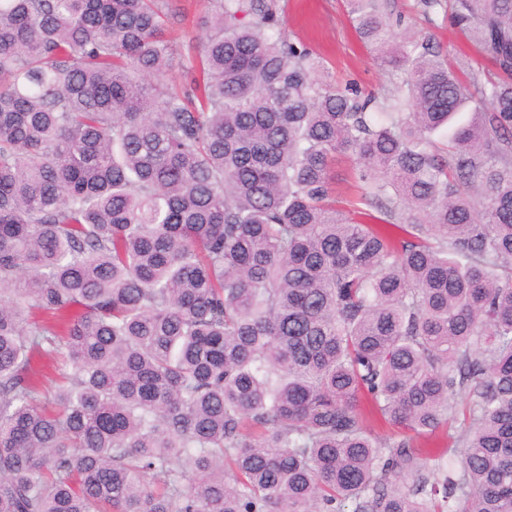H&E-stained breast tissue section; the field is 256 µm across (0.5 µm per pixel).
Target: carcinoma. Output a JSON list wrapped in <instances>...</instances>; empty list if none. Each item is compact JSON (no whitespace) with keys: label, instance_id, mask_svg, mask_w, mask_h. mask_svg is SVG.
I'll return each instance as SVG.
<instances>
[{"label":"carcinoma","instance_id":"1","mask_svg":"<svg viewBox=\"0 0 512 512\" xmlns=\"http://www.w3.org/2000/svg\"><path fill=\"white\" fill-rule=\"evenodd\" d=\"M217 2L179 86L159 0H0V512H512V0H418L467 83L345 0L386 93ZM388 14L390 22L395 32L414 31L417 33H430L434 37L435 45L440 51L450 53L460 66L467 70L470 74L478 78H484L485 72L489 69V65L484 61L478 53L477 48L464 36L454 28L442 23V16L431 15L435 19V24H431L427 19L413 8L414 0H387ZM402 15L399 22V15ZM398 17V21H397Z\"/></svg>","mask_w":512,"mask_h":512}]
</instances>
